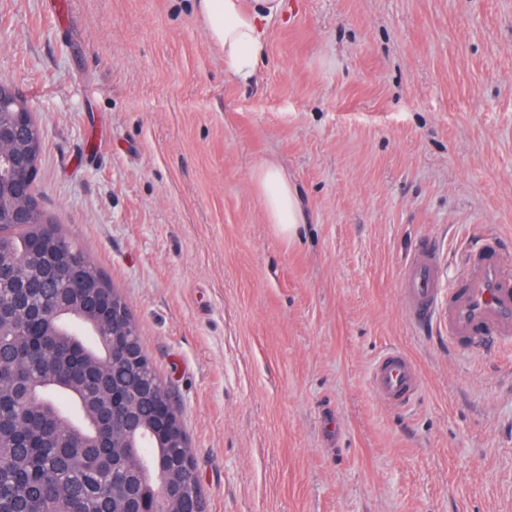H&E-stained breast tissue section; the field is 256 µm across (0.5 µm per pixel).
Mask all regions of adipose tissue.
I'll return each mask as SVG.
<instances>
[{
  "instance_id": "adipose-tissue-1",
  "label": "adipose tissue",
  "mask_w": 512,
  "mask_h": 512,
  "mask_svg": "<svg viewBox=\"0 0 512 512\" xmlns=\"http://www.w3.org/2000/svg\"><path fill=\"white\" fill-rule=\"evenodd\" d=\"M208 42L224 56V72L248 83L266 51V25L282 16L284 0H191ZM269 224L284 238L293 239L305 222L301 193L273 161L253 173Z\"/></svg>"
}]
</instances>
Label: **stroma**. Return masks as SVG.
<instances>
[{"instance_id": "obj_1", "label": "stroma", "mask_w": 512, "mask_h": 512, "mask_svg": "<svg viewBox=\"0 0 512 512\" xmlns=\"http://www.w3.org/2000/svg\"><path fill=\"white\" fill-rule=\"evenodd\" d=\"M0 0V82L43 141L41 209L128 304L206 512H512V350L416 327L399 279L492 225L512 268V0H286L256 79L189 0ZM275 160L306 210L268 224ZM399 349L423 388L384 405ZM268 220L284 238L294 239L305 224L301 193L285 171L274 161H266L253 173ZM422 377L412 359L403 351L383 355L371 372V385L376 395L389 407L408 404L419 392Z\"/></svg>"}]
</instances>
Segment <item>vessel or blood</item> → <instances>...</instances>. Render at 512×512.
<instances>
[{"label":"vessel or blood","instance_id":"obj_1","mask_svg":"<svg viewBox=\"0 0 512 512\" xmlns=\"http://www.w3.org/2000/svg\"><path fill=\"white\" fill-rule=\"evenodd\" d=\"M503 238L485 232L461 253L469 271L457 286L442 288L443 264L435 246L419 240L401 268L400 292L412 324L437 322L447 326L448 338L465 349L481 351L492 342L512 344V274L499 260ZM422 377L403 351L383 355L371 372L376 395L389 407L408 404L419 392Z\"/></svg>","mask_w":512,"mask_h":512}]
</instances>
